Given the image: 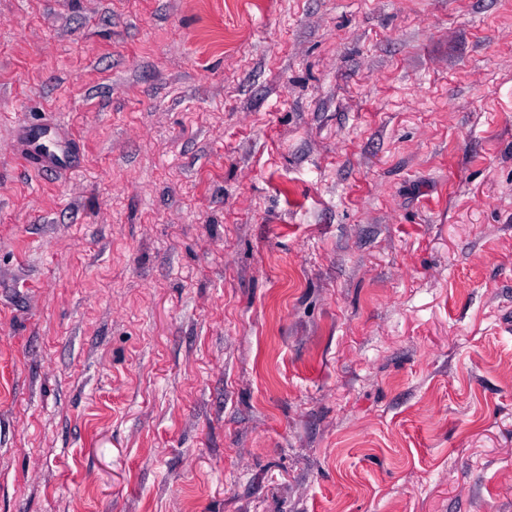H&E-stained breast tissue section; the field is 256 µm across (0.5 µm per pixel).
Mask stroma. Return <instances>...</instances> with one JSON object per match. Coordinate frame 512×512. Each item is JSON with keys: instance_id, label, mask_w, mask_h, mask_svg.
<instances>
[{"instance_id": "stroma-1", "label": "stroma", "mask_w": 512, "mask_h": 512, "mask_svg": "<svg viewBox=\"0 0 512 512\" xmlns=\"http://www.w3.org/2000/svg\"><path fill=\"white\" fill-rule=\"evenodd\" d=\"M0 512H512V0H0ZM17 136L25 146L24 159L33 168L42 171H56L69 165L70 161L67 157H59L53 152H44L39 148L42 137L38 128L21 123L17 129Z\"/></svg>"}]
</instances>
